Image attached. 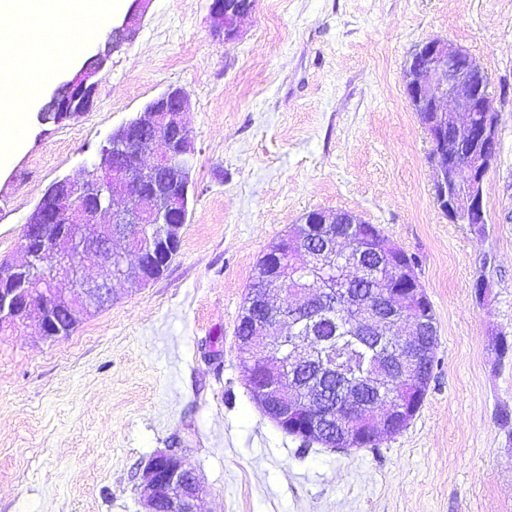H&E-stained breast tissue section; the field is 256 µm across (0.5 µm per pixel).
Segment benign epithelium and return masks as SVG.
I'll return each mask as SVG.
<instances>
[{
  "mask_svg": "<svg viewBox=\"0 0 512 512\" xmlns=\"http://www.w3.org/2000/svg\"><path fill=\"white\" fill-rule=\"evenodd\" d=\"M151 0H131L119 24L112 26L106 48L87 59L81 69L62 86L76 89L91 100L106 68L110 54L120 50L135 34L136 26ZM215 30L231 40L239 32L241 20L252 13L246 0H213L209 7ZM405 93L412 109L422 118L429 142L432 191L438 208L453 224H484V178L499 149V113L484 78V69L466 50L449 40L429 39L418 44L403 69ZM190 107V97L181 87H170L152 99L151 105L135 118L113 130L91 168L56 180L50 189L80 201L84 206L67 213V229L57 238L53 260H39L30 253L27 239H22L25 259L13 264L12 271L27 279L25 288L0 289V321L20 327L34 324L47 341L59 340L49 312L63 310L72 319L84 318L112 304V281L120 280L130 288H141L156 279L151 265L179 248L180 237L162 241L146 232L149 224L159 220L176 228L187 221L183 196L172 194L173 186L190 177L195 149L182 121ZM479 112V119L474 113ZM161 143L163 150L147 164L143 147ZM134 169L133 180L116 178L120 170ZM112 179V195L101 204L99 186ZM303 223L360 224L362 220L346 210L316 209L308 212ZM122 239L135 256L129 264L125 255L112 249V241ZM307 232L271 248L265 255L261 286L249 289L242 316L251 319V332L238 339L240 351L249 355L256 347L288 348V363L277 369L264 357L247 361L244 373L251 391L262 400V410L276 423L287 422L302 414L305 440L317 438L330 447L348 450L359 447L360 439L348 428L356 426L365 438L377 442L391 437L406 425L423 398L418 377L420 359L428 348L424 289L412 269L405 265L399 252L386 255L382 266L409 285L402 294L397 288L384 291L378 300L366 297L345 302V319L350 329L359 332L380 331L379 339L397 338L400 349L381 347L370 360L369 368L358 374L350 363L324 353L314 339L296 334L297 325L312 331L315 313L320 307L316 282L306 281L296 288L283 284V267L291 260L299 268L318 266L332 257L355 260L361 276L372 269L363 258L376 250L375 241L367 237L361 248L353 243L338 247L339 239L326 236L321 250L303 246ZM104 255L109 274L98 279L85 276L86 263ZM65 280L68 291L57 283ZM282 294L296 299L286 310L276 305ZM319 364L341 381L342 404L336 409V430L340 441H326L329 417L316 412L314 388L301 387L296 373L307 364ZM143 512H160L169 503L172 512H202L204 486L198 474L186 467L175 451L160 452L142 473Z\"/></svg>",
  "mask_w": 512,
  "mask_h": 512,
  "instance_id": "obj_1",
  "label": "benign epithelium"
}]
</instances>
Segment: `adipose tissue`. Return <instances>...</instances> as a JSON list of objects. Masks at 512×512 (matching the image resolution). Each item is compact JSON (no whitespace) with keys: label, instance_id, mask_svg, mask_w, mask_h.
Listing matches in <instances>:
<instances>
[{"label":"adipose tissue","instance_id":"ef3b65f1","mask_svg":"<svg viewBox=\"0 0 512 512\" xmlns=\"http://www.w3.org/2000/svg\"><path fill=\"white\" fill-rule=\"evenodd\" d=\"M108 7L109 0H0V69L13 75L0 92V160L20 144L25 106L57 66L81 52L80 34L104 30Z\"/></svg>","mask_w":512,"mask_h":512}]
</instances>
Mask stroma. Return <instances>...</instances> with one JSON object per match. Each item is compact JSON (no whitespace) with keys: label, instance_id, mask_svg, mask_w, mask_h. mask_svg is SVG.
Wrapping results in <instances>:
<instances>
[{"label":"stroma","instance_id":"stroma-1","mask_svg":"<svg viewBox=\"0 0 512 512\" xmlns=\"http://www.w3.org/2000/svg\"><path fill=\"white\" fill-rule=\"evenodd\" d=\"M210 0H152L114 52L90 112L38 120L77 56L28 106L0 164V258L58 178L168 86L184 88L194 197L181 248L144 288L71 336L0 332V512H141V474L173 448L204 512H512V0H257L235 39ZM447 39L490 78L499 152L482 224L436 206L430 143L402 81L419 43ZM343 209L416 261L437 347L400 433L334 451L285 433L253 400L235 334L265 250L309 211ZM484 292H476L478 277Z\"/></svg>","mask_w":512,"mask_h":512}]
</instances>
